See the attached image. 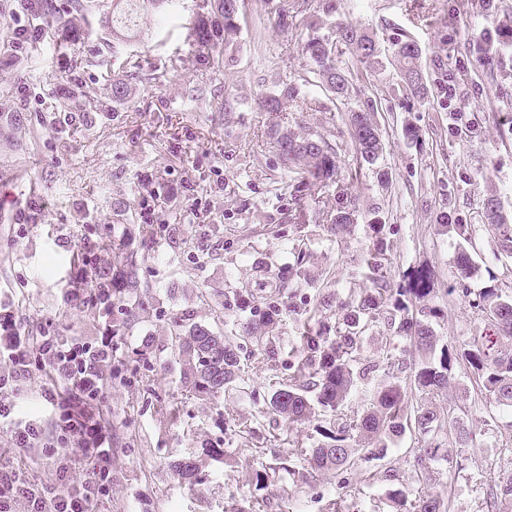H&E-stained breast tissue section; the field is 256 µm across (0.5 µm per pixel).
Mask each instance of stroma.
<instances>
[{
	"label": "stroma",
	"mask_w": 512,
	"mask_h": 512,
	"mask_svg": "<svg viewBox=\"0 0 512 512\" xmlns=\"http://www.w3.org/2000/svg\"><path fill=\"white\" fill-rule=\"evenodd\" d=\"M277 2L244 0L240 33L219 81L220 98L232 103L224 112L189 103L187 90L208 77L195 65L196 46L157 11L141 14L137 31L115 55L98 50L104 28L96 12L68 42L49 25L41 51L19 59L0 51V189L12 197L0 209V317H11L16 331L32 339L47 332L62 342H97L111 330L112 318L72 295L74 255L125 219L155 228L140 248L145 287L124 336L130 361L108 374L98 408L112 433V490L93 512H322L339 498L357 512H399L388 497L393 489L410 502L444 495L450 512H487L488 487L512 469V408L480 391L470 375L458 373L442 392L407 393L409 404L440 414L456 403L471 434L467 447L450 446L448 458L422 476L415 472L417 436L409 431L389 441L385 459L359 462L338 484L335 469L311 470L305 463L332 413L319 410L290 423L272 413L269 400L288 375L305 311L319 307L326 326L335 328L342 302L368 289L357 271L373 249L369 211L384 225L391 283L400 284L407 272L431 274L435 291L427 302L441 315L430 325L441 342L459 346L483 330L467 300L447 293L456 277V241L441 227L442 214L459 213L478 228L471 291L493 276L502 289L512 288V270L492 262L494 243L483 227L487 196H497L512 216V139L501 138L490 118L512 112V42L474 54L472 42L488 21L477 12L450 17L451 0H332L336 22L380 35L390 23L410 33L423 50L426 78H433L438 57L470 70L457 99L482 127L475 138L450 136L448 108L435 100L404 112L393 67L358 73L346 105L288 112L293 128L323 137L337 153L360 215L350 236L339 238L329 215L297 199L258 106L278 76H301L308 68L301 50L308 31L302 24L278 28ZM175 53L184 60L181 80H158ZM132 68L139 72L132 97L113 104V76ZM488 70L494 82H487ZM368 98L378 103L381 165L389 174L383 184L359 167L347 132V109ZM407 119L420 127L421 144L404 140ZM34 193L42 220L20 223ZM174 222L182 233L172 245L166 227ZM299 250L317 285L292 294L277 274L294 264ZM243 283L255 297L248 309L235 295ZM271 303L283 313L267 324L263 313ZM185 310L193 322L229 337L238 335L240 322L258 324V337L244 340L239 353L245 392L204 400L185 391L184 361L169 330L172 317ZM409 346L379 321L365 332L360 357L384 365ZM66 386L37 361L10 397L17 419L41 422L45 443L58 444L63 435L62 409L47 393ZM206 447L223 449V460L204 457ZM188 457L200 467L192 486L172 469ZM285 460L295 463L297 475L270 474L265 489L256 490V472ZM0 467L48 487L56 460L38 447H16L0 428Z\"/></svg>",
	"instance_id": "obj_1"
}]
</instances>
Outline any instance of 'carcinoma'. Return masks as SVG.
<instances>
[{
  "label": "carcinoma",
  "instance_id": "carcinoma-1",
  "mask_svg": "<svg viewBox=\"0 0 512 512\" xmlns=\"http://www.w3.org/2000/svg\"><path fill=\"white\" fill-rule=\"evenodd\" d=\"M308 0H278L277 24L283 29L294 26L298 17L305 14L303 4ZM89 0H67L63 9H56L47 0H39L31 20L53 22L60 28L67 27L76 15H84L92 7ZM241 0H198L196 11L182 25L186 39L195 43L201 51L198 64L203 71L214 77L224 69V53L239 31ZM152 9L166 10L168 15L180 16L181 0H112L111 38L102 42L103 49H116V43L127 38L134 26V13ZM312 35L308 36L302 51L308 59V75L279 79L275 89L262 97L260 108L272 117L274 148L284 167L292 174L293 188L303 189L317 183L339 182V166L335 150L321 137L295 131L280 121V113L294 106L301 111H312L324 107L313 92H322L329 100L342 104L348 100L353 89L355 71L379 73L385 63L396 66L402 77V95L425 101L437 94L445 99L457 91L460 69L457 64L438 59L434 62L436 78L433 84L424 80L421 70V50L417 41L405 32H394L388 36L390 59L383 61L376 48L374 34L350 23H308ZM353 58L355 69H350L342 60L344 54ZM182 73V58L170 59L159 78L177 81ZM138 80L137 71H128L112 78V102L123 104L133 94V84ZM375 112L373 100L365 101L363 107L349 110L348 130L356 147L359 165L373 166L382 156V151L371 146L380 129L371 118ZM452 134L466 139L476 134L479 123L470 122L464 112H455ZM332 209V229L338 235H347L358 223L357 211L350 200L336 197ZM484 219L497 243L495 259L512 261V221L504 217L500 202L491 196L484 203ZM375 235L374 253L367 260L368 275L372 287L351 299L345 306L348 310L345 328H336V335H327L325 325L311 314L304 322L300 338L299 357L288 381L281 384L270 398L273 413L288 421L302 422L311 417L312 405L335 411L345 402L350 393L362 384H367L364 396L370 411L362 416H347L337 430H323L324 441L312 450L309 465L321 469L333 465L336 475L356 464L354 449L346 444L355 433L368 437L363 458L382 460L388 454L387 440L410 430L424 437L425 446L417 449L416 463L419 472L429 471L431 461L440 456L444 442L461 445L466 442L462 428L446 430L445 418L424 406L409 408L407 386H414L428 393L441 392L456 377V370L464 368L479 381L480 387L494 397L499 404L512 407V353L495 348L493 338L512 336V296L502 293L496 284L480 289L476 294L466 286L474 270L471 252L476 248L475 227L459 214L447 216L446 231L458 241L456 254L457 280L463 297L470 306L488 322V333L477 337L473 344L457 350L446 344L437 345L428 319L435 318L439 310L421 304L434 291L432 278L424 273L416 275L409 287L394 288L385 268L384 242L381 237L383 225L378 216L368 219ZM154 236L149 224H137L131 220L112 228V238L100 245L103 251L112 252L113 265H101L95 254L80 251L76 263L80 278L93 284L95 291L90 303L105 311L110 309L125 312L132 317L139 305L141 288L139 280V253L134 248L136 241ZM384 310L399 318L397 329L402 337L410 340L416 351L424 353L418 359L414 355L400 358L381 369L364 364L359 357L360 343L367 327L378 320ZM170 335L175 349L186 360L182 384L188 391L200 397H214L239 379L240 360L235 339L215 333L197 324L190 323V313L175 315L171 321ZM445 434L446 441L438 439ZM177 477L185 482L196 480L199 466L196 460L184 458L173 463ZM493 502L512 499V474L490 489ZM407 512H448V500L438 495H428L409 504Z\"/></svg>",
  "mask_w": 512,
  "mask_h": 512
}]
</instances>
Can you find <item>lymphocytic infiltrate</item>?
<instances>
[{"label": "lymphocytic infiltrate", "instance_id": "lymphocytic-infiltrate-1", "mask_svg": "<svg viewBox=\"0 0 512 512\" xmlns=\"http://www.w3.org/2000/svg\"><path fill=\"white\" fill-rule=\"evenodd\" d=\"M34 349L70 386L62 414L65 440L79 449L83 459L91 464L92 472L88 480L78 484L69 463H62L55 471V488L48 494L16 472L0 469V512H14L21 500L25 501L27 512H91L92 498L109 493L112 488V435L92 407L105 390L99 365L111 360L119 346L109 334L93 345L67 344L57 337L44 336L32 346L25 338L14 336L6 352L0 355L11 363L13 381L29 378L30 352Z\"/></svg>", "mask_w": 512, "mask_h": 512}]
</instances>
